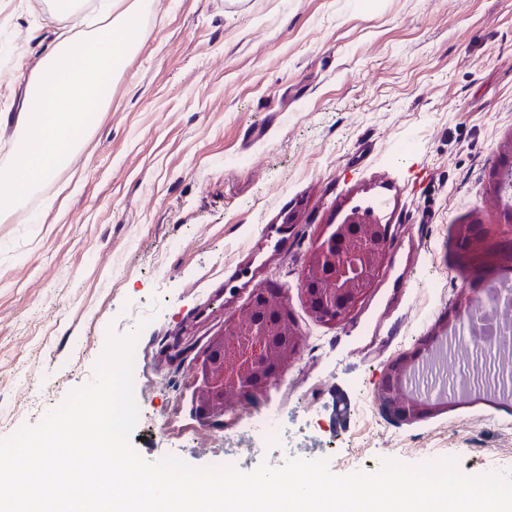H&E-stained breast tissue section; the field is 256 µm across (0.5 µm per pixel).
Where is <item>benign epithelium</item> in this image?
Returning <instances> with one entry per match:
<instances>
[{"instance_id":"obj_1","label":"benign epithelium","mask_w":512,"mask_h":512,"mask_svg":"<svg viewBox=\"0 0 512 512\" xmlns=\"http://www.w3.org/2000/svg\"><path fill=\"white\" fill-rule=\"evenodd\" d=\"M496 201L503 224H464L457 236V252H468L474 242L499 240L512 257V202L506 199L505 183H512V137L500 148L491 171ZM390 249L389 225L372 215L354 211L327 236L310 248L300 286L311 315L319 322H340L379 279ZM488 303L467 296L441 328L460 343L481 341L483 316L474 304L491 310H512V289L494 285L487 290ZM301 342L284 300L275 288H255L243 314L224 321L223 332L213 337L204 352V385L198 395L199 412L208 419L233 413L242 399L275 381L296 354ZM418 356L405 357L389 366L377 395L384 412L398 421L426 415L439 406L431 398L416 397L407 379Z\"/></svg>"}]
</instances>
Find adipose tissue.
Here are the masks:
<instances>
[{"instance_id": "adipose-tissue-1", "label": "adipose tissue", "mask_w": 512, "mask_h": 512, "mask_svg": "<svg viewBox=\"0 0 512 512\" xmlns=\"http://www.w3.org/2000/svg\"><path fill=\"white\" fill-rule=\"evenodd\" d=\"M151 6L152 0H99L90 17L82 13L78 0H70L72 26L82 30L85 42L74 47L71 33H59L54 51L40 67L48 88L30 98L16 163L0 173V195L9 204L20 203L48 183L83 145L127 53L140 40L138 20Z\"/></svg>"}]
</instances>
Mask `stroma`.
Here are the masks:
<instances>
[{"label": "stroma", "instance_id": "1", "mask_svg": "<svg viewBox=\"0 0 512 512\" xmlns=\"http://www.w3.org/2000/svg\"><path fill=\"white\" fill-rule=\"evenodd\" d=\"M69 24L56 0H0V169L28 79ZM141 27L83 146L0 220V439L90 383L109 333H133L131 444L147 461L204 467L223 446L251 472L305 448L337 475L450 455L467 473L511 470L499 396L401 422L377 386L406 354L441 350L462 294L504 276L494 243L459 261L455 231L501 221L489 172L512 137V0H153ZM357 205L387 222L391 249L326 326L301 275ZM271 283L299 351L210 427L195 412L202 352ZM271 409L275 447L248 430Z\"/></svg>", "mask_w": 512, "mask_h": 512}]
</instances>
